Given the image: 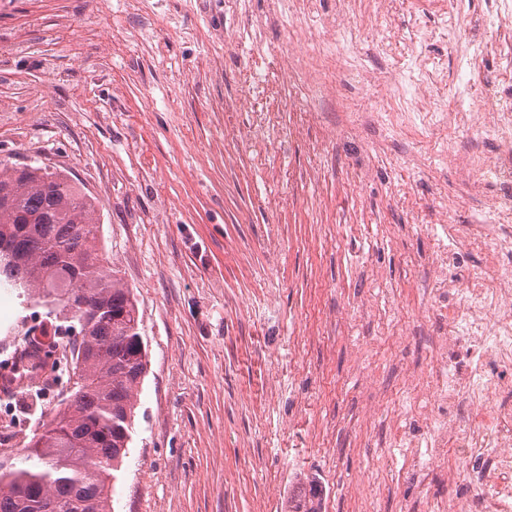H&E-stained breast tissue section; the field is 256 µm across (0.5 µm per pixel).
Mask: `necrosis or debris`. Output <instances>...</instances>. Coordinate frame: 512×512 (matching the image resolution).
I'll return each mask as SVG.
<instances>
[{
  "instance_id": "obj_1",
  "label": "necrosis or debris",
  "mask_w": 512,
  "mask_h": 512,
  "mask_svg": "<svg viewBox=\"0 0 512 512\" xmlns=\"http://www.w3.org/2000/svg\"><path fill=\"white\" fill-rule=\"evenodd\" d=\"M464 16L463 0H455L437 24L415 16L406 32L387 36L383 47L398 59L388 83L424 97L446 63L423 48L434 37L450 40ZM311 27L313 38L286 46V54L323 63L327 47L343 57L354 51L355 39L331 20L312 16ZM457 96L469 109L451 116L426 99L430 125L440 133L452 119L482 126L499 150L491 158L457 157L461 176L512 189V99L495 87L476 89L464 82L458 83ZM449 230L462 247L482 241L489 267L460 282L448 276L454 256L438 257L432 307L448 329L433 336L430 364L401 374L399 388L409 401L405 416L432 428L429 457L442 465L448 483H455L462 465L479 489L475 496L433 499L428 512H512V231L496 224H453Z\"/></svg>"
}]
</instances>
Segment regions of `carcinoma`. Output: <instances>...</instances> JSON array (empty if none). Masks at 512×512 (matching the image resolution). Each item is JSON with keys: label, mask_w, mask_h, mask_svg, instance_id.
Wrapping results in <instances>:
<instances>
[{"label": "carcinoma", "mask_w": 512, "mask_h": 512, "mask_svg": "<svg viewBox=\"0 0 512 512\" xmlns=\"http://www.w3.org/2000/svg\"><path fill=\"white\" fill-rule=\"evenodd\" d=\"M0 284L47 309L53 336L89 322L69 349L66 405L52 413L23 443L32 466L0 457V512H46L54 501L71 512H111L114 472L131 438L135 391L147 371L137 300L102 257L95 202L61 171L0 166ZM79 290L88 308L71 310ZM17 358L32 374L44 370L39 349L28 342ZM43 388L19 401L33 415Z\"/></svg>", "instance_id": "carcinoma-1"}]
</instances>
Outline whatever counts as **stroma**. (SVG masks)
Here are the masks:
<instances>
[{
	"label": "stroma",
	"instance_id": "stroma-1",
	"mask_svg": "<svg viewBox=\"0 0 512 512\" xmlns=\"http://www.w3.org/2000/svg\"><path fill=\"white\" fill-rule=\"evenodd\" d=\"M302 0H0V162L65 171L97 200L103 252L132 288L148 368L112 512H427L390 438L402 365L431 361V260L502 189L453 158L495 141L432 131L392 66L377 0H313L359 37L327 93L285 59ZM434 97L499 81L503 37L465 23ZM478 53L460 69L458 47ZM395 326L408 341L383 337Z\"/></svg>",
	"mask_w": 512,
	"mask_h": 512
}]
</instances>
